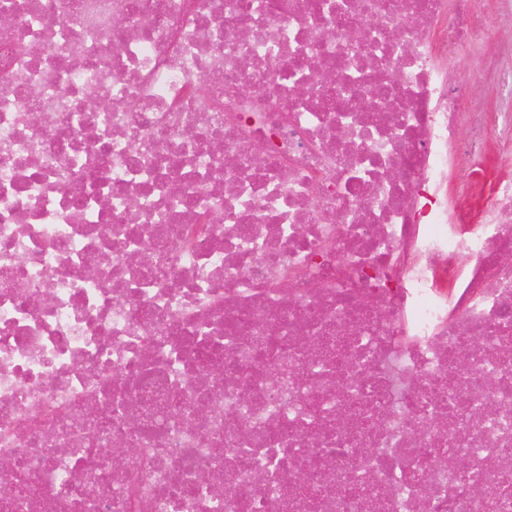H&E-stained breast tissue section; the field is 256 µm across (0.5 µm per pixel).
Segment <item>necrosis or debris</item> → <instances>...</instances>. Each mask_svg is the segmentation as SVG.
Wrapping results in <instances>:
<instances>
[{"label": "necrosis or debris", "instance_id": "obj_1", "mask_svg": "<svg viewBox=\"0 0 512 512\" xmlns=\"http://www.w3.org/2000/svg\"><path fill=\"white\" fill-rule=\"evenodd\" d=\"M0 16V512H512L472 0Z\"/></svg>", "mask_w": 512, "mask_h": 512}]
</instances>
